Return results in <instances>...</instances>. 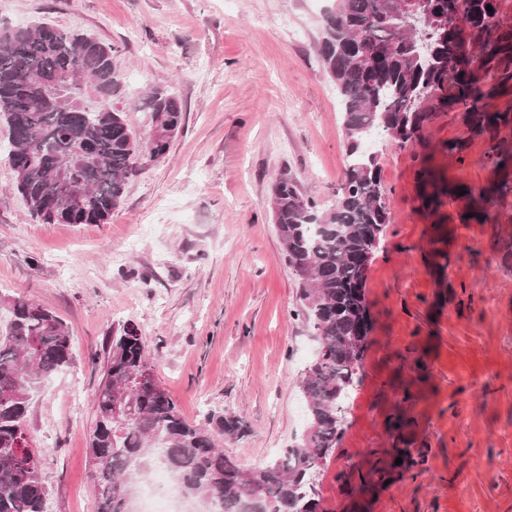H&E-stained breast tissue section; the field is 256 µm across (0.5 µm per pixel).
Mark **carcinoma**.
Instances as JSON below:
<instances>
[{
  "label": "carcinoma",
  "mask_w": 512,
  "mask_h": 512,
  "mask_svg": "<svg viewBox=\"0 0 512 512\" xmlns=\"http://www.w3.org/2000/svg\"><path fill=\"white\" fill-rule=\"evenodd\" d=\"M492 6L487 11L486 6ZM509 0H418L391 14L389 0H339L324 20L319 55L336 85L347 153L344 182L330 209H321L291 179L273 187V216L288 266L300 280L303 317L318 342L305 368L300 392L308 419L302 441L271 464L243 469L216 446V438L244 432L242 421L222 414L207 426L188 423L156 381L136 378L148 366L145 342L135 328L112 337L105 379L95 391L90 455L98 512H127V475L156 457L176 487L210 512H319L313 476L336 446L344 401L359 369L373 319L366 297L367 269L389 222L378 156L362 148L373 132L392 143L422 140L440 114H453L465 128L445 146L463 155L480 139L485 161L500 175L480 190L466 189L463 214L482 223L492 210L512 206V108L491 112L489 101L512 94V23L499 19ZM469 17L467 34L454 16ZM474 52L477 69L453 65L462 50ZM67 84L47 85L38 100L26 92L30 81L59 71ZM120 86L112 47L86 33H65L41 23L0 29V122L8 130V161L14 187L31 217L44 224H102L123 201L130 176L167 154L184 116L179 99L164 85L153 86L143 111L161 121V151L136 138L113 97ZM71 163L70 185L86 191L89 203L68 205L53 175ZM416 157L422 206L435 214L441 197L461 188L440 184ZM448 237L432 241L430 266L447 287ZM502 263L512 266V233L496 234ZM9 320L0 328V512H43L46 488L37 461L23 467L26 423L38 385L71 359L68 326L51 311L26 299L0 300ZM126 406L130 422L112 416ZM406 422L389 432L391 447L369 483L391 479L396 458L405 470L423 471L426 454L410 448Z\"/></svg>",
  "instance_id": "1"
}]
</instances>
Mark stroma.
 I'll use <instances>...</instances> for the list:
<instances>
[{"mask_svg":"<svg viewBox=\"0 0 512 512\" xmlns=\"http://www.w3.org/2000/svg\"><path fill=\"white\" fill-rule=\"evenodd\" d=\"M334 0H0V26L44 22L113 48L123 81L114 104L137 138L153 85L180 99L185 123L162 160L126 185L103 224H43L14 191L0 151V297H22L69 327L68 366L45 381L28 430L46 487L44 512H97L89 450L92 395L108 337L136 328L157 383L195 424L231 413L224 438L244 469L275 459L305 430L299 381L318 344L295 316L300 284L271 209L274 184L295 180L330 208L347 166L336 87L317 53ZM461 127L441 115L426 144L379 141L390 215L367 271L374 329L335 449L314 483L323 512H512V268L494 244L512 231L463 223L448 198L436 229L418 196L413 158L453 182L494 180L485 144L440 149ZM447 233L448 281L435 305L423 255ZM413 419L426 444L421 474L361 488L387 445L388 421Z\"/></svg>","mask_w":512,"mask_h":512,"instance_id":"obj_1","label":"stroma"}]
</instances>
